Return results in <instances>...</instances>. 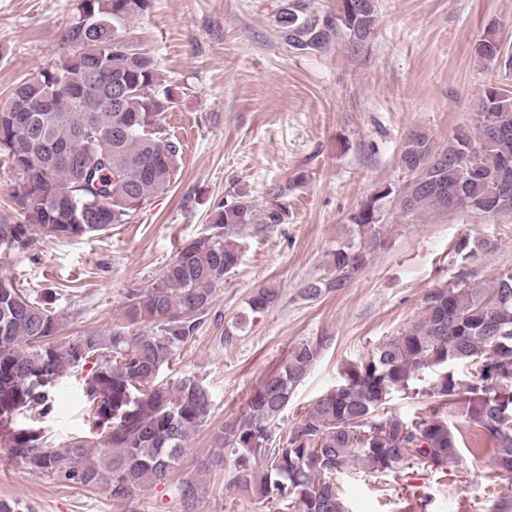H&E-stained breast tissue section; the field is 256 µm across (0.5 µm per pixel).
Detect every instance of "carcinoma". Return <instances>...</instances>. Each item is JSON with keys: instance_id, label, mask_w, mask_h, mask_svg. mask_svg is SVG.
<instances>
[{"instance_id": "carcinoma-1", "label": "carcinoma", "mask_w": 512, "mask_h": 512, "mask_svg": "<svg viewBox=\"0 0 512 512\" xmlns=\"http://www.w3.org/2000/svg\"><path fill=\"white\" fill-rule=\"evenodd\" d=\"M152 0H81L79 21L67 31L73 53L12 89V106L0 109V155L19 179L17 204L24 223H0V246H24L39 231L72 239L127 224L136 208L169 185L179 155L161 120L175 103L159 88L157 61L127 43L120 31L151 9ZM377 21L375 0H338L336 12L318 15L307 3L279 11L288 45L326 49L341 30L367 39ZM488 69L512 79V46L489 27L474 43ZM117 70L130 91L116 108L103 105L106 89L83 81L89 71ZM64 148L99 158L85 179L46 156L40 175L29 148ZM401 167L411 179L396 204L407 218L438 213L479 215L512 211V90L495 82L475 104L471 127L458 128L440 150L416 133L405 142ZM387 186L367 197L350 216L370 246L339 243L327 276L303 288L315 299L346 287L381 241ZM258 204L244 193L218 208L210 233L181 247L148 288L128 295L126 322L108 336L85 332L58 345L60 313L50 292L29 291L0 276V445L35 472L69 484H105L126 499L163 483L179 464L189 435L206 423L211 395L195 378L175 385L159 380L163 367L196 337L213 306L215 288L241 261L239 230L256 223ZM481 238L458 249L461 260L493 251ZM274 288L256 290L235 329L269 309ZM327 336L294 343L250 395L236 418L214 436L218 451L202 459L198 478L181 482L193 505L202 477L224 470V485L245 489L279 512H351L336 479L365 466V475L398 481L417 466L440 473L463 464L467 437L493 444L497 478H512V267L482 283L469 272L430 290L417 320L390 336L365 358L347 364L343 381L285 425L297 388L329 344ZM95 363L83 396L92 418L86 434L64 444L18 418L52 411L59 377ZM464 366L461 375L457 368ZM400 394L424 403L408 413L391 408Z\"/></svg>"}]
</instances>
